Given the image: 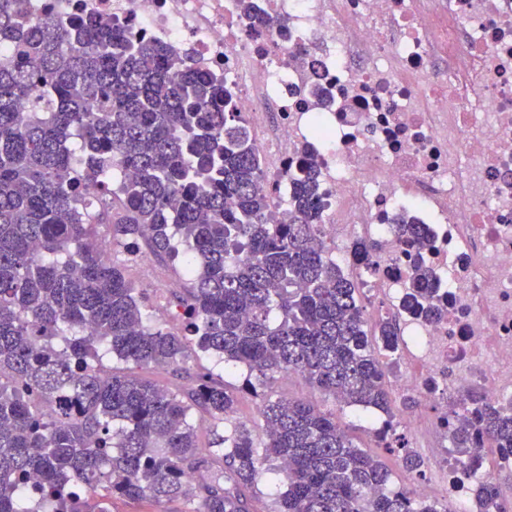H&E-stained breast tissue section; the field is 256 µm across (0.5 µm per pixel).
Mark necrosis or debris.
I'll return each mask as SVG.
<instances>
[{"label":"necrosis or debris","instance_id":"4bbe7bcc","mask_svg":"<svg viewBox=\"0 0 512 512\" xmlns=\"http://www.w3.org/2000/svg\"><path fill=\"white\" fill-rule=\"evenodd\" d=\"M26 0L25 14L92 11L131 36L191 50L222 78L271 178L318 166L321 239L375 303L400 310L424 228L438 317L403 316L395 389L431 404L424 499L469 512L450 479L463 395L512 400V0ZM377 243L376 255L357 239Z\"/></svg>","mask_w":512,"mask_h":512}]
</instances>
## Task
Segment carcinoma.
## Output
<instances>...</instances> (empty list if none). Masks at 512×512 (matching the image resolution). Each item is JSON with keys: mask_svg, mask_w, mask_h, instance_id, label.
I'll return each instance as SVG.
<instances>
[{"mask_svg": "<svg viewBox=\"0 0 512 512\" xmlns=\"http://www.w3.org/2000/svg\"><path fill=\"white\" fill-rule=\"evenodd\" d=\"M24 3L0 0V42L17 47L0 62V512H107L113 496L252 512L265 474L285 486L272 512H439L393 486L335 416L265 397L293 373L348 407L393 417L386 371L398 319L369 324L358 285L313 245L324 207L313 168L292 176L288 206L273 215L244 119L189 51L133 39L93 12L21 26ZM88 182L99 199L84 193ZM99 224L112 225L107 243ZM177 237L192 258L190 286L174 300L183 336L148 322L126 267L103 258L119 246L134 261L145 239L175 259ZM432 281L417 261L403 312H434ZM191 352L244 368L241 392L262 397L261 442L234 421L235 395L190 372ZM107 354L189 373L191 388L102 376L94 365ZM201 411L224 427L206 454ZM482 439L507 474H482L473 459ZM452 447L466 457L477 512H509L512 402L471 392ZM397 451L422 474L410 449ZM192 472L207 479L192 487Z\"/></svg>", "mask_w": 512, "mask_h": 512, "instance_id": "1", "label": "carcinoma"}]
</instances>
